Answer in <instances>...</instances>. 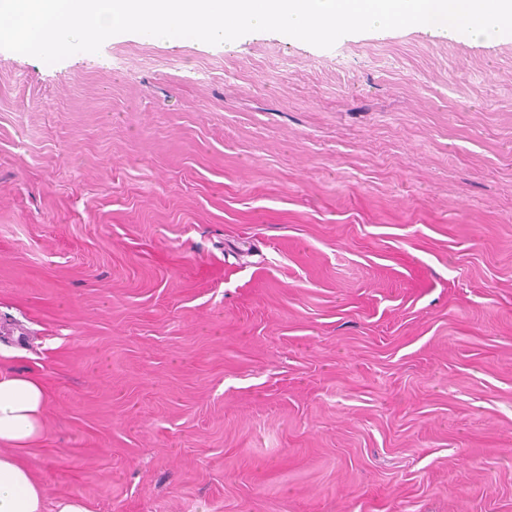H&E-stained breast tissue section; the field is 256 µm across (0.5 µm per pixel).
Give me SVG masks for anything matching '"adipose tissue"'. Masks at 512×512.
<instances>
[{
    "instance_id": "1",
    "label": "adipose tissue",
    "mask_w": 512,
    "mask_h": 512,
    "mask_svg": "<svg viewBox=\"0 0 512 512\" xmlns=\"http://www.w3.org/2000/svg\"><path fill=\"white\" fill-rule=\"evenodd\" d=\"M46 401L37 377L0 368V512H43L42 487L17 453L41 438Z\"/></svg>"
}]
</instances>
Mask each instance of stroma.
Returning a JSON list of instances; mask_svg holds the SVG:
<instances>
[{"label": "stroma", "instance_id": "35a3bbf8", "mask_svg": "<svg viewBox=\"0 0 512 512\" xmlns=\"http://www.w3.org/2000/svg\"><path fill=\"white\" fill-rule=\"evenodd\" d=\"M0 367L44 512H512V37L0 49ZM46 401L37 377L0 368V445L20 451L37 442Z\"/></svg>", "mask_w": 512, "mask_h": 512}]
</instances>
